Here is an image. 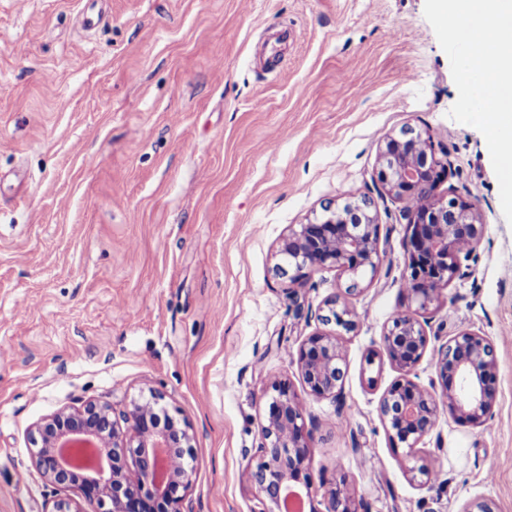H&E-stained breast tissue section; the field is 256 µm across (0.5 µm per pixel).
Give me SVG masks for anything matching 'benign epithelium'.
Here are the masks:
<instances>
[{
	"label": "benign epithelium",
	"mask_w": 512,
	"mask_h": 512,
	"mask_svg": "<svg viewBox=\"0 0 512 512\" xmlns=\"http://www.w3.org/2000/svg\"><path fill=\"white\" fill-rule=\"evenodd\" d=\"M442 169L446 165L430 138L413 129L402 131L400 138H388L379 151L377 178L382 190L410 204L404 208L405 248L410 254L406 288L422 311L439 301L443 288L459 275L461 260L469 259L483 235L475 204L433 194ZM277 256L275 272L291 284L325 267L348 278L344 289L324 301L319 314L323 324H333L338 331L311 334L298 354L309 393L338 398L346 366L341 333L356 328L348 298L361 292V283L381 261L372 202L328 203L321 215L288 229ZM382 343L400 378L379 399V417L392 443L406 448L413 479L426 483L430 471L420 444L439 414L446 410L472 427L484 426L491 415L497 399L494 349L479 333L460 331L437 350L441 390L430 391L411 378L428 344L418 316L408 311L396 314L385 327ZM272 390L260 424L259 463L252 473L261 494V512H279L285 491L307 490L312 480V431L303 406L289 382L276 381ZM163 399V394L151 390L118 414L108 404L89 402L81 408H61L37 423L29 433L35 470L47 483L77 494L54 499L49 512H84V501L96 505L97 512H181L193 482V471L184 462L193 435L186 418L171 415ZM66 441H92L108 451L105 468L87 473L72 470L58 454ZM344 485L339 482L329 493L325 510L311 501L309 512H357Z\"/></svg>",
	"instance_id": "1"
}]
</instances>
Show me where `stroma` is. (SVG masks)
Returning a JSON list of instances; mask_svg holds the SVG:
<instances>
[{
	"mask_svg": "<svg viewBox=\"0 0 512 512\" xmlns=\"http://www.w3.org/2000/svg\"><path fill=\"white\" fill-rule=\"evenodd\" d=\"M0 0V512H45L29 432L89 401L155 389L186 417L182 512H260L252 481L272 385L312 430L315 502L348 481L359 512H512V224L483 134L449 116L450 60L424 0ZM413 128L446 153L445 198L484 224L439 302L413 378L471 329L494 346L497 401L474 428L441 414L413 480L377 411L398 378L386 323L411 309L402 201L377 180L387 137ZM371 200L382 260L351 297L341 398L302 382L301 344L344 286L336 269L289 287L288 227L329 202Z\"/></svg>",
	"mask_w": 512,
	"mask_h": 512,
	"instance_id": "obj_1",
	"label": "stroma"
}]
</instances>
